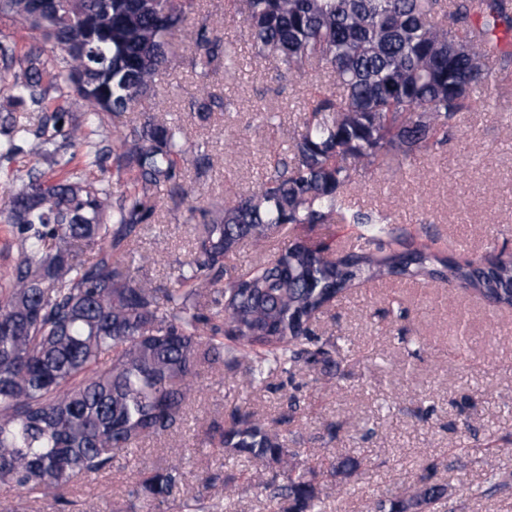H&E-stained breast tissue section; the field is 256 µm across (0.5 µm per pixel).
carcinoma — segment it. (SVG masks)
<instances>
[{
  "label": "carcinoma",
  "instance_id": "obj_1",
  "mask_svg": "<svg viewBox=\"0 0 512 512\" xmlns=\"http://www.w3.org/2000/svg\"><path fill=\"white\" fill-rule=\"evenodd\" d=\"M195 2L62 0L37 15L31 0H0L1 18L53 45L21 55L0 42V90L44 113L32 151L64 167L76 156L68 148L79 146L87 164L99 165L91 117L120 118L154 95L155 75L173 55L170 37ZM237 2L256 54L276 63L280 80L298 82L311 67L336 87L312 101L291 158L195 225L192 259L171 288L153 286L143 273L148 259L133 269L124 257L156 221L151 192L194 196L179 160L193 152L197 169L214 165L201 146L186 144L179 125L144 110L116 135L113 176L131 173L140 185L118 196L70 172L30 169L0 214L20 253L0 285V486L68 503L75 479L177 428L205 368L243 364L249 386L302 361L332 372L336 344L311 325L362 282L429 278L512 308V257L451 262L394 236L347 195L356 166L436 150L460 113L492 104L486 62L512 64V0ZM193 43L201 73L220 62L226 73L239 68L218 22L201 19ZM80 79L90 93L76 91ZM315 224H358V244L338 256L327 242L296 237L245 268L226 264L245 241L262 250L290 225ZM215 432L225 454L275 470L262 483L274 512H322L318 473L288 435L237 410ZM361 464L338 458L327 473L342 483ZM433 472L409 494L376 500L373 512H436L448 487ZM181 476L176 463L151 469L130 496L158 509Z\"/></svg>",
  "mask_w": 512,
  "mask_h": 512
}]
</instances>
